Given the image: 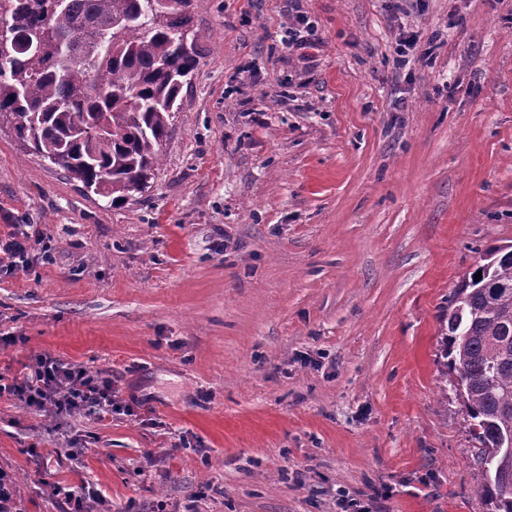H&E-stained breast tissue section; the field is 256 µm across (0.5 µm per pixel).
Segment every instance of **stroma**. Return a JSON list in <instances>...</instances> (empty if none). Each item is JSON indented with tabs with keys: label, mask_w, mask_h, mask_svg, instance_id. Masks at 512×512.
Segmentation results:
<instances>
[{
	"label": "stroma",
	"mask_w": 512,
	"mask_h": 512,
	"mask_svg": "<svg viewBox=\"0 0 512 512\" xmlns=\"http://www.w3.org/2000/svg\"><path fill=\"white\" fill-rule=\"evenodd\" d=\"M191 15L201 64L146 194L111 205L0 124V238L38 237L0 275V377L48 353L121 405L0 395L24 512H73L67 489L89 512H488L442 320L512 245V0ZM412 31L431 63L401 61Z\"/></svg>",
	"instance_id": "obj_1"
}]
</instances>
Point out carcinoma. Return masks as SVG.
<instances>
[{
  "instance_id": "1",
  "label": "carcinoma",
  "mask_w": 512,
  "mask_h": 512,
  "mask_svg": "<svg viewBox=\"0 0 512 512\" xmlns=\"http://www.w3.org/2000/svg\"><path fill=\"white\" fill-rule=\"evenodd\" d=\"M159 0H0V118L30 154L115 205L149 188L186 78L190 10ZM464 278L445 356L460 378L477 469L512 431V247ZM490 512L512 493L482 484Z\"/></svg>"
}]
</instances>
